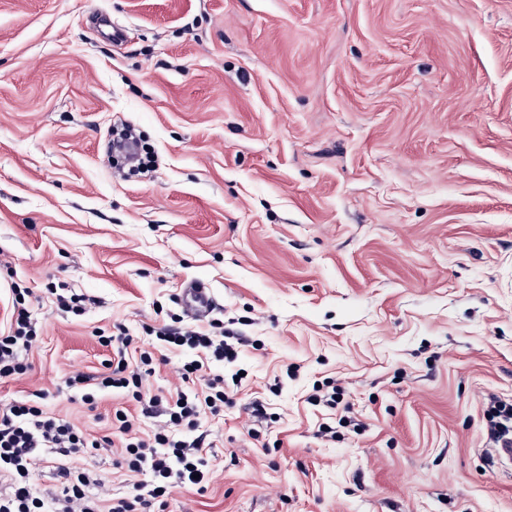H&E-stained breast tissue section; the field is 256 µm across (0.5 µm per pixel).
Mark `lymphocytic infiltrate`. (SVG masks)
<instances>
[{"instance_id":"1","label":"lymphocytic infiltrate","mask_w":512,"mask_h":512,"mask_svg":"<svg viewBox=\"0 0 512 512\" xmlns=\"http://www.w3.org/2000/svg\"><path fill=\"white\" fill-rule=\"evenodd\" d=\"M13 295L11 323L0 331V379L5 381L27 373V356L41 337L27 304L34 290L17 288ZM151 333L165 349L190 355L170 397L151 393L148 380L155 372V355L122 324L98 337L112 350L103 372L93 377L76 373L64 380L67 391L79 394L89 406L98 389L119 391L133 402V409L115 411L113 435L91 436L74 420L33 400L0 413V481L9 485L8 493L0 494V512H165L175 490H206L214 464L205 425L220 414L228 397L223 376L210 374L209 364L236 362L251 338L226 329L218 319L188 324L177 314ZM158 414L165 415V422L145 429V419ZM116 443L121 453L115 466L126 478V489L118 494L96 464L97 450ZM44 463L54 464L59 482L51 498L30 481Z\"/></svg>"}]
</instances>
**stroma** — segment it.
<instances>
[{"label":"stroma","instance_id":"stroma-1","mask_svg":"<svg viewBox=\"0 0 512 512\" xmlns=\"http://www.w3.org/2000/svg\"><path fill=\"white\" fill-rule=\"evenodd\" d=\"M118 118L149 177L104 162ZM191 280L259 345L166 512H512L483 420L512 395V0H0V330L17 284L96 301L33 302L0 412L40 392L107 434L126 399L64 376L117 324L155 349ZM61 291V292H59ZM70 292L71 294H69ZM43 293L47 298L50 296L55 300L58 309L73 313L80 316L86 313L87 305L96 304L94 299H91L83 294L73 293L72 289L67 288H45Z\"/></svg>","mask_w":512,"mask_h":512}]
</instances>
